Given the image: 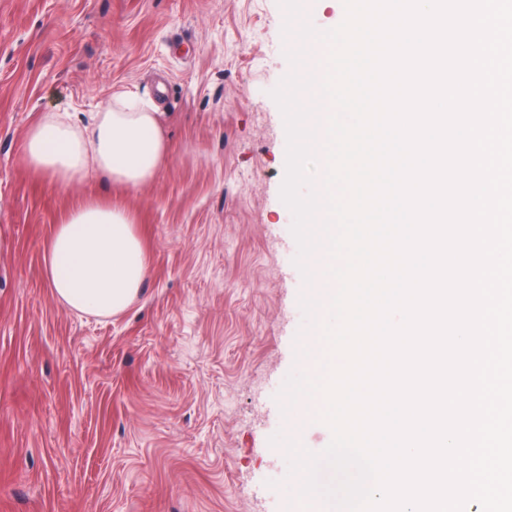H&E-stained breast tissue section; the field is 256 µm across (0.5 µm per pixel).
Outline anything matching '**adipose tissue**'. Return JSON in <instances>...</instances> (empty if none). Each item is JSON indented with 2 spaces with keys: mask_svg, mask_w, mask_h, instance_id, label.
<instances>
[{
  "mask_svg": "<svg viewBox=\"0 0 512 512\" xmlns=\"http://www.w3.org/2000/svg\"><path fill=\"white\" fill-rule=\"evenodd\" d=\"M169 151L160 113L128 94L115 96L91 122L47 112L29 128L25 161L62 186L99 176L135 190L156 179ZM43 262L54 298L75 312L109 317L140 296L148 259L125 206L82 200L55 224Z\"/></svg>",
  "mask_w": 512,
  "mask_h": 512,
  "instance_id": "1",
  "label": "adipose tissue"
}]
</instances>
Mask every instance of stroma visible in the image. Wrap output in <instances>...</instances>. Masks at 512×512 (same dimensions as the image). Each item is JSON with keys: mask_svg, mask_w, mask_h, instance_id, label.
Wrapping results in <instances>:
<instances>
[{"mask_svg": "<svg viewBox=\"0 0 512 512\" xmlns=\"http://www.w3.org/2000/svg\"><path fill=\"white\" fill-rule=\"evenodd\" d=\"M279 0H0V512H301L278 396L316 335L300 298ZM128 91L162 113L124 193L29 170L45 112ZM129 207L149 273L123 313L53 297L44 243L80 196Z\"/></svg>", "mask_w": 512, "mask_h": 512, "instance_id": "35a3bbf8", "label": "stroma"}]
</instances>
